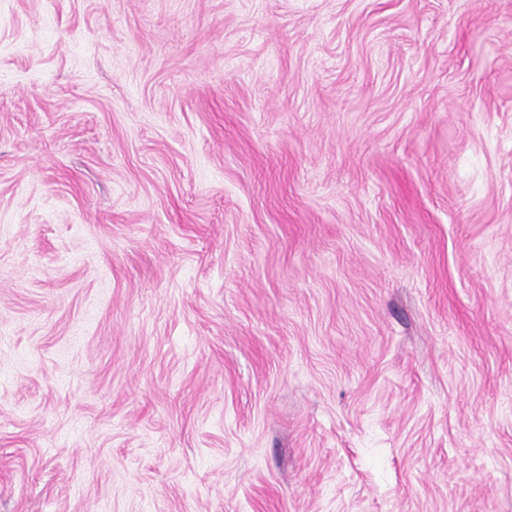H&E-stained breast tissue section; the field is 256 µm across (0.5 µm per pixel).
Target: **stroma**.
<instances>
[{
  "mask_svg": "<svg viewBox=\"0 0 512 512\" xmlns=\"http://www.w3.org/2000/svg\"><path fill=\"white\" fill-rule=\"evenodd\" d=\"M0 512H512V0H0Z\"/></svg>",
  "mask_w": 512,
  "mask_h": 512,
  "instance_id": "35a3bbf8",
  "label": "stroma"
}]
</instances>
